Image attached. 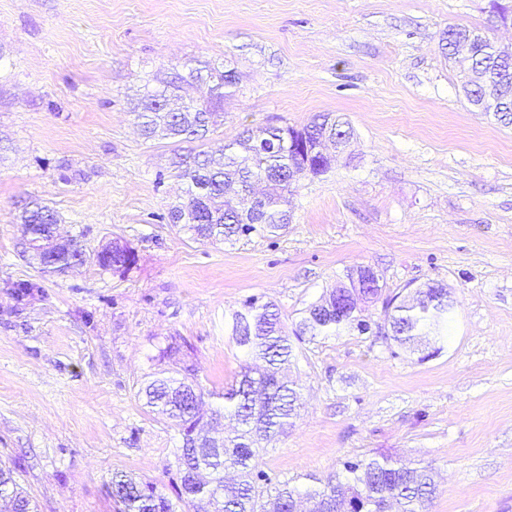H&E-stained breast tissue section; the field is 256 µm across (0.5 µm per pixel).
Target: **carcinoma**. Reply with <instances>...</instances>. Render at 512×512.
Returning <instances> with one entry per match:
<instances>
[{
	"instance_id": "obj_1",
	"label": "carcinoma",
	"mask_w": 512,
	"mask_h": 512,
	"mask_svg": "<svg viewBox=\"0 0 512 512\" xmlns=\"http://www.w3.org/2000/svg\"><path fill=\"white\" fill-rule=\"evenodd\" d=\"M482 75L477 97L486 87L512 79V50L492 43L474 61ZM216 102L221 89L235 81L231 70H215ZM177 87L167 83L146 92L134 108L140 134L146 140L198 136L224 116L183 102L176 112L168 107ZM324 116L294 127L247 129L240 139L215 151L177 154L172 166L187 180L186 201L169 211V221L180 224L196 238L229 240L251 235H274L288 227L290 213L286 192L306 177L326 174L332 162L322 152L305 160L293 149L288 134L303 132L313 147L321 146ZM22 232L33 250L32 259L45 272L63 274L87 259L84 245L73 237L57 242L58 212L37 200L28 202L18 216ZM105 270L119 271L135 262L130 249L117 241L95 254ZM382 301L384 338L397 347H407L422 337L438 338L448 326L453 304L437 285L416 290L408 300L397 293L383 296V288L332 289L308 306L293 332H288L270 303L247 300L243 309L232 311L224 328L237 347L252 360L235 384L224 389V407L231 408L238 424L231 435L213 436L203 423L204 392L193 381L155 378L144 388L147 406L176 421L182 435L177 449L179 484L175 498L161 493L150 482L115 474L111 494L118 512H297L298 499L305 497L308 512H428L437 485L433 468L420 462H405L392 456H370L343 463L345 475L300 490L284 484L275 494L264 496L268 475L257 469L258 439L286 432L299 417L298 393L284 370L293 353L290 336H331L343 329H371L363 305ZM0 512H37L30 497L20 491L13 471L0 467Z\"/></svg>"
}]
</instances>
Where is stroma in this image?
Listing matches in <instances>:
<instances>
[{"instance_id": "35a3bbf8", "label": "stroma", "mask_w": 512, "mask_h": 512, "mask_svg": "<svg viewBox=\"0 0 512 512\" xmlns=\"http://www.w3.org/2000/svg\"><path fill=\"white\" fill-rule=\"evenodd\" d=\"M502 5L0 0V462L37 512H114L117 472L172 494L182 435L143 385L191 377L223 407L249 360L225 314L255 296L295 325L360 265L393 293L447 287L448 335L395 356L374 330L296 343L301 416L259 469L301 488L389 454L438 471L430 512H512V124L467 101L444 40L455 26L512 47ZM208 64L238 77L223 122L144 141V86ZM324 113L353 127L350 153L300 181L285 231L213 243L169 223L174 154ZM33 199L87 251L117 239L135 263L41 273L15 222Z\"/></svg>"}]
</instances>
